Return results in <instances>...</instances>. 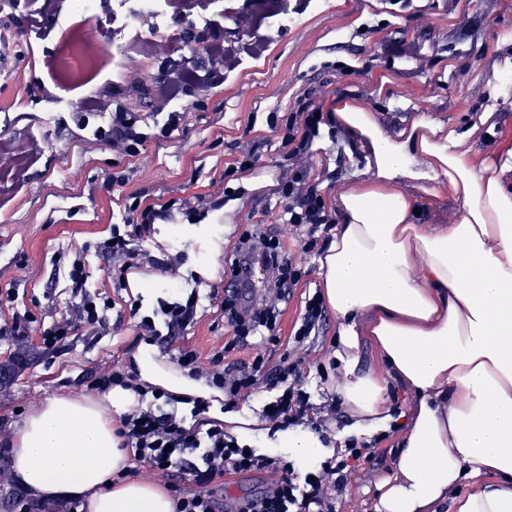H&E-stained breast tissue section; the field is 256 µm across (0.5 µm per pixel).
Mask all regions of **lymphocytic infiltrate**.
I'll return each instance as SVG.
<instances>
[{"label": "lymphocytic infiltrate", "instance_id": "lymphocytic-infiltrate-1", "mask_svg": "<svg viewBox=\"0 0 512 512\" xmlns=\"http://www.w3.org/2000/svg\"><path fill=\"white\" fill-rule=\"evenodd\" d=\"M91 104L94 111L111 112L107 134L113 144L120 146L127 156L139 155L148 135L140 130L136 114L122 108L112 109L110 103L96 96ZM325 122L324 113L308 101L287 120L280 137V147L291 162L287 177L275 189L284 201L283 221L305 230L310 238L329 231L335 222L311 181L310 169L303 163L304 157L312 154ZM223 207L220 198L178 209L169 204L148 205L133 211L128 221L134 226L135 236L142 238L150 234L153 225L175 224L182 219L195 224L202 216ZM230 268L224 315L235 328V347L253 350V359L227 363L223 368L207 372L196 352L183 350L177 358L179 367L189 375L206 376L210 384L223 391L224 406L228 409L258 389L277 390L269 411L262 414L272 430L304 425L320 437H327L325 419L311 415L313 406L302 388L301 374L307 361V345L312 337L319 335L326 322L324 298L316 294L306 299L291 346L285 349L277 364L269 366L257 351L266 343L276 342V304L289 299L299 277L278 236L259 224L248 225L241 234ZM255 269L262 271L265 286L274 300L245 314L238 310L235 298L242 275ZM69 277L71 288L79 298L77 317L61 319L45 329L42 341L48 346L70 336L74 323L94 329L104 321L99 294L88 284L82 256H75ZM191 404V416L195 418L191 424L177 414L149 407L122 415L115 429L120 449L126 450L135 461L148 464L164 476L189 478L195 483V491H181L175 496L174 512H336V495L349 485L357 462L372 458L370 443L353 439L341 458L324 461L319 469L301 475L286 459L259 454L239 445L225 431L223 423L203 422L202 415L208 407L205 400L195 398ZM250 472L269 474L270 482L264 491L242 500L219 502L217 493L223 489L225 478Z\"/></svg>", "mask_w": 512, "mask_h": 512}]
</instances>
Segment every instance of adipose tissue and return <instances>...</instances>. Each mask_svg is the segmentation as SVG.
<instances>
[{
    "label": "adipose tissue",
    "instance_id": "obj_1",
    "mask_svg": "<svg viewBox=\"0 0 512 512\" xmlns=\"http://www.w3.org/2000/svg\"><path fill=\"white\" fill-rule=\"evenodd\" d=\"M335 117L370 153L365 184L340 196V222L320 261L336 320V392L366 437L398 430L395 475L377 512H512V145L478 167L462 134L420 119L387 135L375 113L337 102ZM411 181L424 194L461 199L456 223L416 221L418 204L396 194ZM389 368L359 369L362 341ZM139 384L178 396L220 397L144 342L133 356ZM415 397L393 413L391 383ZM137 404L119 387L100 395H55L13 439L12 468L46 500L76 499L83 512H174L170 494L136 478L113 418ZM470 490L456 495L459 483Z\"/></svg>",
    "mask_w": 512,
    "mask_h": 512
}]
</instances>
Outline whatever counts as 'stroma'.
Segmentation results:
<instances>
[{
  "label": "stroma",
  "mask_w": 512,
  "mask_h": 512,
  "mask_svg": "<svg viewBox=\"0 0 512 512\" xmlns=\"http://www.w3.org/2000/svg\"><path fill=\"white\" fill-rule=\"evenodd\" d=\"M235 14L218 19L205 37L262 42L263 51L244 58L232 73L205 63L200 50L178 41L187 17H170L163 35L170 50L143 66L146 79L169 75L183 89V126L161 136L163 113L154 111L108 65L96 82L108 102L138 113L151 136L142 153L125 155L104 137L106 112H84L85 89L65 84L50 56L73 33L100 26V49L131 58L155 40L145 33L114 43L106 16L72 15L69 29L53 25L52 14L35 17L33 0H6L0 9V138L28 142L26 177L10 181L0 172V361L25 348L33 353L9 389L0 392V467L11 466V441L25 416L46 399L68 392L94 395L96 380L112 368L132 369V355L146 338L139 324L156 315L158 299L198 298L194 325L158 343L162 357L196 351L202 364L218 354L226 361L247 359L248 351H225L234 330L224 317L227 262L248 224L277 226L303 276L294 296L280 303L277 329L289 339L305 294L321 290L320 260L303 252L302 233L281 223L282 203L272 190L288 172L279 148V130L302 104L305 91L327 92L324 110L337 101L359 102L395 135L425 118L444 130L462 133V148L475 165L496 161L501 144L512 141V0H297L288 24L269 19L249 31L236 25L251 10V0H234ZM493 110V126L474 127V118ZM254 151L248 172L235 171L240 154ZM369 153L344 128L322 126L315 150L305 163L317 178L328 207L367 178ZM123 176V185L113 176ZM221 196L222 211L208 213L217 225L212 252L199 241L154 225L141 242L134 268L155 277L157 300L145 301L131 288L118 287L125 257L103 260L99 242L122 224L133 199L163 205ZM83 249L85 271L103 297L114 301L106 327H77L56 346H45L42 328L70 315L76 303L68 271L75 249ZM208 276L197 273L199 259ZM27 318L25 336L5 331L13 318ZM336 321L327 317L320 336L309 344L319 369L303 373V387L316 414H323L335 392L331 371ZM402 448L391 432L375 440L373 463L358 466L337 512H375L383 481L392 476Z\"/></svg>",
  "instance_id": "1"
}]
</instances>
